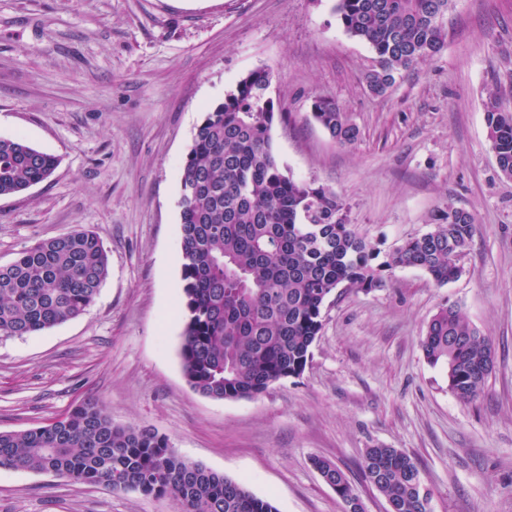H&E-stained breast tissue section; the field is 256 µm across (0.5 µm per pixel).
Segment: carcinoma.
<instances>
[{"instance_id": "cac0c4a2", "label": "carcinoma", "mask_w": 512, "mask_h": 512, "mask_svg": "<svg viewBox=\"0 0 512 512\" xmlns=\"http://www.w3.org/2000/svg\"><path fill=\"white\" fill-rule=\"evenodd\" d=\"M450 2L337 0L344 31L376 55L366 75L373 94L385 95L398 74L446 47ZM271 80L269 71L254 70L206 112L181 169V366L190 387L212 400L252 399L300 376L322 328L324 303L342 285L379 287L384 268H416L439 286L454 281L476 231L474 217L450 204L432 231L373 264L378 252L348 223L346 203L280 168ZM311 115L334 142L357 141V128L335 100L316 99ZM484 120L497 168L512 178V107L491 95ZM57 164L56 156L21 138L1 137L0 197L44 182ZM109 267L102 241L88 229L23 249L0 265V337L29 336L82 314ZM422 349L431 365L445 367L449 390L463 402L478 397L494 368L491 342L455 305L432 316ZM312 465L344 512H364L339 467L321 457ZM0 467L167 497L177 512H276L239 482L186 461L167 437L113 423L99 401L36 428L0 431ZM361 470L387 512H430L418 462L402 450L372 446Z\"/></svg>"}]
</instances>
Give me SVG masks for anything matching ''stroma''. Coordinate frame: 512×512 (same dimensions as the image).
<instances>
[{
	"label": "stroma",
	"mask_w": 512,
	"mask_h": 512,
	"mask_svg": "<svg viewBox=\"0 0 512 512\" xmlns=\"http://www.w3.org/2000/svg\"><path fill=\"white\" fill-rule=\"evenodd\" d=\"M336 0H0V137L59 165L0 197V264L77 228L96 232L108 277L81 315L0 338V431L48 423L87 399L114 423L166 436L184 459L271 501L278 512H343L310 463H335L365 512V448L420 463L431 512H512V179L487 139L483 103L512 105V0H453L448 42L373 95L375 54L349 36ZM257 69L272 76L281 167L327 187L381 255L432 230L448 206L476 232L445 286L417 269L381 287L340 288L304 372L253 399L217 401L186 382L180 172L197 124ZM336 100L359 131L331 141L311 118ZM458 306L492 344L494 369L458 400L421 342ZM0 512H177L167 499L50 473L0 468Z\"/></svg>",
	"instance_id": "obj_1"
}]
</instances>
